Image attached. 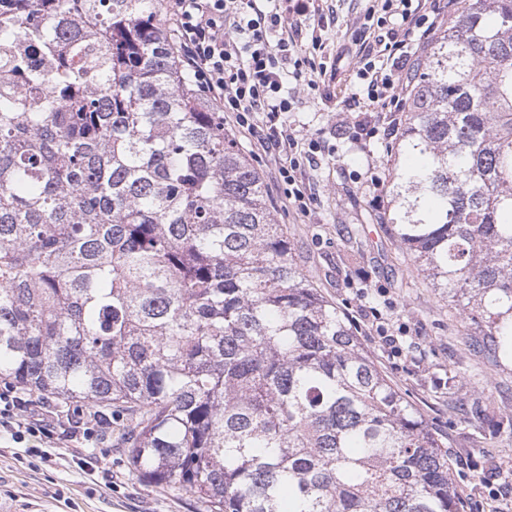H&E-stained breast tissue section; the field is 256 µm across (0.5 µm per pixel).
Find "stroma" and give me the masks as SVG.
I'll use <instances>...</instances> for the list:
<instances>
[{
	"instance_id": "stroma-1",
	"label": "stroma",
	"mask_w": 512,
	"mask_h": 512,
	"mask_svg": "<svg viewBox=\"0 0 512 512\" xmlns=\"http://www.w3.org/2000/svg\"><path fill=\"white\" fill-rule=\"evenodd\" d=\"M304 29L300 54L316 64H336L332 98L306 90L314 78L304 69L284 129L323 142L327 154L307 170L315 201L309 215L288 204L276 181L272 154L257 136L225 115L224 127L260 173L278 223L284 224L305 277L349 320L364 348L410 404L448 438V462L463 512H512L492 487L512 484V366L483 364L459 332L458 315L443 290L430 287L400 250L384 222L383 181L389 157L381 137L356 140L349 130L356 112L340 100L361 93L348 63L336 51L354 46L370 0H327ZM398 337L401 352L385 346ZM43 441L0 437V507L7 512H207L191 495L138 481L120 449L55 448ZM95 455L97 470L79 468L75 457Z\"/></svg>"
}]
</instances>
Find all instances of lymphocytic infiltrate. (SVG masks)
I'll use <instances>...</instances> for the list:
<instances>
[{"mask_svg": "<svg viewBox=\"0 0 512 512\" xmlns=\"http://www.w3.org/2000/svg\"><path fill=\"white\" fill-rule=\"evenodd\" d=\"M457 0L437 8L434 0H381L374 42L353 56L354 73L367 89L368 109L387 112L388 137H395L397 115L411 96L412 75L418 67L412 48L425 46L432 35L452 23ZM175 26L181 62L199 91L220 111L234 113L240 127L262 119L267 132L260 146L273 153L284 193L294 208L308 212L314 202L303 174L319 162L318 140L305 141L278 125L289 112L292 94L285 84L290 68L298 66L295 51L302 21L310 17L309 0H167ZM20 438L40 435L59 445L77 443L94 448L104 438L97 412L85 411L60 427L51 424L38 399L11 384L0 385V434Z\"/></svg>", "mask_w": 512, "mask_h": 512, "instance_id": "1", "label": "lymphocytic infiltrate"}]
</instances>
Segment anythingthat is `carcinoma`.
<instances>
[{"instance_id": "carcinoma-1", "label": "carcinoma", "mask_w": 512, "mask_h": 512, "mask_svg": "<svg viewBox=\"0 0 512 512\" xmlns=\"http://www.w3.org/2000/svg\"><path fill=\"white\" fill-rule=\"evenodd\" d=\"M387 223L512 359V0L420 68ZM121 418L208 512H461L448 448L305 278L160 0H0V381Z\"/></svg>"}]
</instances>
